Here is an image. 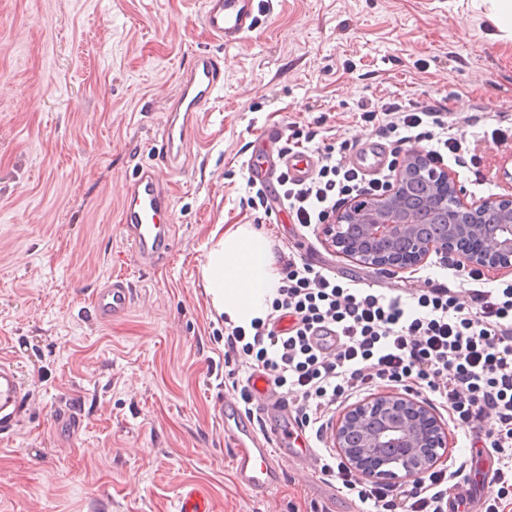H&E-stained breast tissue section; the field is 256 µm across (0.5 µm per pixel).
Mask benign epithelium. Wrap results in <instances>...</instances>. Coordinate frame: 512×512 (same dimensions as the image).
Masks as SVG:
<instances>
[{"label": "benign epithelium", "instance_id": "7a95c632", "mask_svg": "<svg viewBox=\"0 0 512 512\" xmlns=\"http://www.w3.org/2000/svg\"><path fill=\"white\" fill-rule=\"evenodd\" d=\"M325 234L337 253L382 271L460 248L472 268L512 266V196L469 204L448 174L409 153L392 189L349 202ZM446 444L445 427L431 409L390 392L345 412L334 439L344 466L388 482L420 480Z\"/></svg>", "mask_w": 512, "mask_h": 512}]
</instances>
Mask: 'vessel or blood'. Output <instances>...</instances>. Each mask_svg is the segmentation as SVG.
I'll use <instances>...</instances> for the list:
<instances>
[{
  "mask_svg": "<svg viewBox=\"0 0 512 512\" xmlns=\"http://www.w3.org/2000/svg\"><path fill=\"white\" fill-rule=\"evenodd\" d=\"M262 0H205L203 23L210 36L227 45L240 43L252 32L262 10ZM223 70L217 57L201 53L184 67L177 94L167 107L166 120L155 144L162 165L141 167L123 195L120 222L136 257L148 260L168 252L169 195L164 187L165 167L175 162L199 128V113L221 83ZM314 157L305 151L278 154L276 161L254 159L247 166L250 180L276 187L281 172L297 179L310 175ZM133 304L132 290L124 277H113L92 298L94 314L106 323L124 315ZM24 410V387L17 366L0 361V434L12 432ZM224 432L233 441L232 467L236 481L262 493L282 478L279 460L311 456V449L271 448L242 421L236 400L221 406Z\"/></svg>",
  "mask_w": 512,
  "mask_h": 512,
  "instance_id": "vessel-or-blood-1",
  "label": "vessel or blood"
}]
</instances>
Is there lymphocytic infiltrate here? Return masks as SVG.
Returning a JSON list of instances; mask_svg holds the SVG:
<instances>
[{
  "label": "lymphocytic infiltrate",
  "instance_id": "obj_1",
  "mask_svg": "<svg viewBox=\"0 0 512 512\" xmlns=\"http://www.w3.org/2000/svg\"><path fill=\"white\" fill-rule=\"evenodd\" d=\"M381 130L403 142H430L431 163L458 155L459 143L432 112L392 103ZM282 200L297 223L319 224L339 204L386 192L391 180H364L360 171L322 151L319 166L304 181L281 177ZM287 275L273 302L274 316L257 319L251 332L231 328L224 355L249 373L270 376L295 402L299 427L322 434L332 406L386 385L429 392L451 422L479 425L476 437L491 463L487 491L460 495L469 483L456 459L422 479L420 491L387 487L353 474L331 449L318 453V471L336 481L343 495L357 498L364 512H504L512 504V283L491 288L484 274L470 270L469 302L441 285L403 302L401 297L337 284L309 263L288 261ZM291 317L288 332L279 324ZM334 327L336 345L324 351L315 330Z\"/></svg>",
  "mask_w": 512,
  "mask_h": 512
}]
</instances>
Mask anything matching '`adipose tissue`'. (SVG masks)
Instances as JSON below:
<instances>
[{"label":"adipose tissue","instance_id":"adipose-tissue-1","mask_svg":"<svg viewBox=\"0 0 512 512\" xmlns=\"http://www.w3.org/2000/svg\"><path fill=\"white\" fill-rule=\"evenodd\" d=\"M202 276L217 314L226 325L246 330L267 317L281 285L269 241L247 224L225 231L208 253Z\"/></svg>","mask_w":512,"mask_h":512}]
</instances>
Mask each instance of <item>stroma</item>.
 I'll return each mask as SVG.
<instances>
[{
	"instance_id": "obj_1",
	"label": "stroma",
	"mask_w": 512,
	"mask_h": 512,
	"mask_svg": "<svg viewBox=\"0 0 512 512\" xmlns=\"http://www.w3.org/2000/svg\"><path fill=\"white\" fill-rule=\"evenodd\" d=\"M203 2L0 0V360L18 363L26 405L0 438V512H175L188 485L209 512H361L302 463L266 494L236 483L206 256L248 224L277 257L389 297L443 283L465 301L467 271L448 274L437 252L387 272L348 260L321 225L246 207V165L269 134L362 147L378 138L364 111L399 102L451 126L464 159L442 168L465 201L512 195V42L480 0H272L231 47L206 31ZM201 52L220 58L224 84L167 176L171 249L143 261L121 192L153 163L179 73ZM117 275L134 303L98 323L92 297ZM66 408L78 431L60 429Z\"/></svg>"
}]
</instances>
